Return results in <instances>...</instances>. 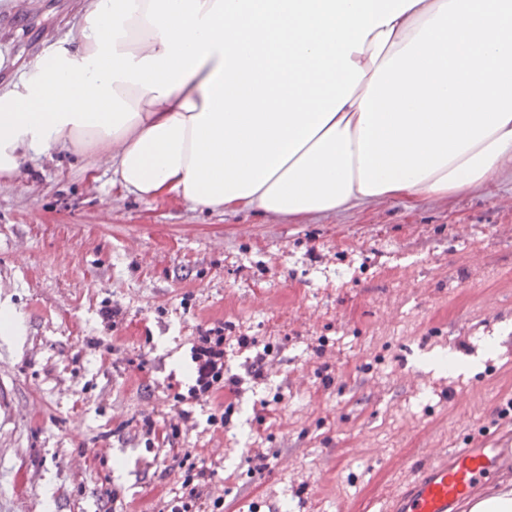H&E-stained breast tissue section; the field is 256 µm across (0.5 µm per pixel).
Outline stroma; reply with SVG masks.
Instances as JSON below:
<instances>
[{"label":"stroma","mask_w":512,"mask_h":512,"mask_svg":"<svg viewBox=\"0 0 512 512\" xmlns=\"http://www.w3.org/2000/svg\"><path fill=\"white\" fill-rule=\"evenodd\" d=\"M84 6L0 0V89L74 43ZM95 168L56 151L0 180V305L22 326L0 335V512H167L181 448L216 470L219 512H390L425 449L512 447L496 415L512 399L511 175L293 224L125 198ZM214 326L280 353L255 383L227 346L241 393L169 437L193 338ZM438 349L473 374L426 368ZM229 403L230 426L208 425Z\"/></svg>","instance_id":"stroma-1"}]
</instances>
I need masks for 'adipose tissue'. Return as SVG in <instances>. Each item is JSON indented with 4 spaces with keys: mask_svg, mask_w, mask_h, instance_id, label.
Wrapping results in <instances>:
<instances>
[{
    "mask_svg": "<svg viewBox=\"0 0 512 512\" xmlns=\"http://www.w3.org/2000/svg\"><path fill=\"white\" fill-rule=\"evenodd\" d=\"M59 148L225 213L465 194L512 173V0H87L0 93V178Z\"/></svg>",
    "mask_w": 512,
    "mask_h": 512,
    "instance_id": "adipose-tissue-1",
    "label": "adipose tissue"
}]
</instances>
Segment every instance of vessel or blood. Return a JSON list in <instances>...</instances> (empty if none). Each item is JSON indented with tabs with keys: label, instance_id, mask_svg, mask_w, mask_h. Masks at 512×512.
Segmentation results:
<instances>
[{
	"label": "vessel or blood",
	"instance_id": "obj_1",
	"mask_svg": "<svg viewBox=\"0 0 512 512\" xmlns=\"http://www.w3.org/2000/svg\"><path fill=\"white\" fill-rule=\"evenodd\" d=\"M504 475L512 477V448L445 450L438 461L423 463L399 496L396 512H463L482 482Z\"/></svg>",
	"mask_w": 512,
	"mask_h": 512
}]
</instances>
